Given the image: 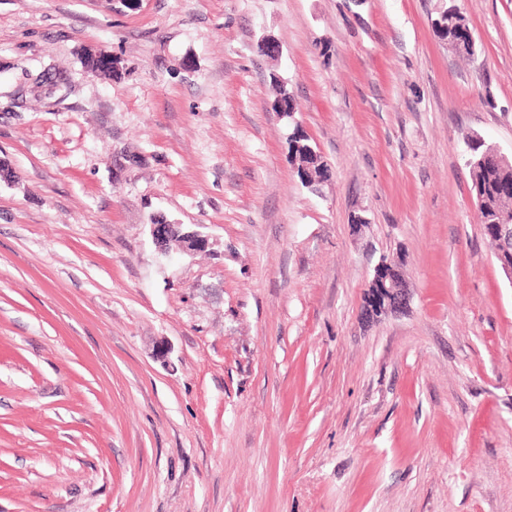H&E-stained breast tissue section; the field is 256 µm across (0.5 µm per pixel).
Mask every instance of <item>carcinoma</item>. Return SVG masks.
<instances>
[{"instance_id": "obj_1", "label": "carcinoma", "mask_w": 512, "mask_h": 512, "mask_svg": "<svg viewBox=\"0 0 512 512\" xmlns=\"http://www.w3.org/2000/svg\"><path fill=\"white\" fill-rule=\"evenodd\" d=\"M439 38L455 46L470 41V25L461 8L443 6L436 27ZM289 159L296 167L301 183L316 186L330 176V166L317 153L310 138L298 127L288 135ZM467 160L473 192L482 197V216L490 222L505 213L512 218V168L501 169L482 161L483 142L466 136Z\"/></svg>"}]
</instances>
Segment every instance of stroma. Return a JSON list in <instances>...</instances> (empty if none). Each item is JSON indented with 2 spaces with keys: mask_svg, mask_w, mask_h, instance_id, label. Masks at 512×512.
<instances>
[{
  "mask_svg": "<svg viewBox=\"0 0 512 512\" xmlns=\"http://www.w3.org/2000/svg\"><path fill=\"white\" fill-rule=\"evenodd\" d=\"M456 3L472 59L443 0H0V512H512L464 142L512 155V0ZM155 214L210 248L161 255ZM393 255L409 304L367 321ZM440 21L436 27V33L439 38L446 41L448 46L466 43L470 41V25L468 19L461 8L455 4H444L442 7ZM298 144H301L302 147L299 148ZM288 145L289 159L296 167L302 184L306 186L307 182L313 187L329 178V164L317 153L310 138L300 128L293 127L292 132L288 135Z\"/></svg>",
  "mask_w": 512,
  "mask_h": 512,
  "instance_id": "35a3bbf8",
  "label": "stroma"
}]
</instances>
